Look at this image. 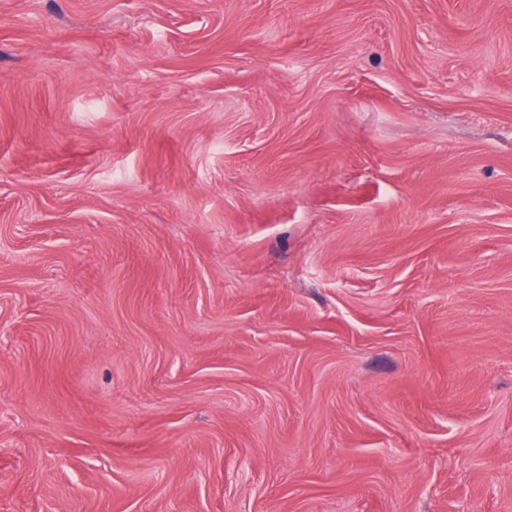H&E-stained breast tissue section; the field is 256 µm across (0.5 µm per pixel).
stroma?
<instances>
[{
    "label": "stroma",
    "mask_w": 512,
    "mask_h": 512,
    "mask_svg": "<svg viewBox=\"0 0 512 512\" xmlns=\"http://www.w3.org/2000/svg\"><path fill=\"white\" fill-rule=\"evenodd\" d=\"M0 512H512V0H0Z\"/></svg>",
    "instance_id": "1"
}]
</instances>
